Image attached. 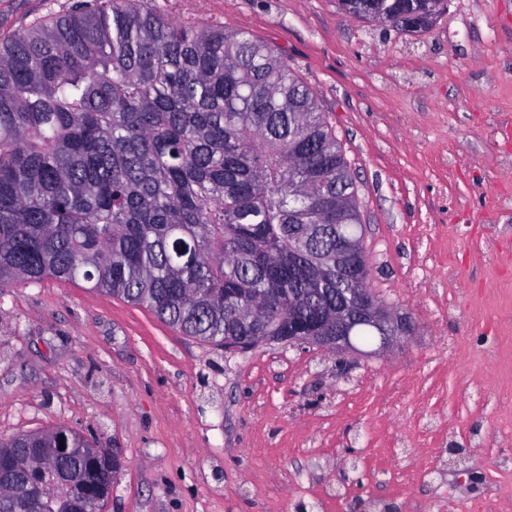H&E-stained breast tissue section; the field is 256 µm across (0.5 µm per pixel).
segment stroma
Masks as SVG:
<instances>
[{"label":"stroma","instance_id":"1","mask_svg":"<svg viewBox=\"0 0 512 512\" xmlns=\"http://www.w3.org/2000/svg\"><path fill=\"white\" fill-rule=\"evenodd\" d=\"M68 0H0V40ZM275 45L341 141L369 286L410 316L385 355L228 357L55 279L0 291V438L73 428L118 455L105 512H512V0L423 33L339 0H153Z\"/></svg>","mask_w":512,"mask_h":512}]
</instances>
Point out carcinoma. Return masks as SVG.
<instances>
[{"label":"carcinoma","instance_id":"carcinoma-1","mask_svg":"<svg viewBox=\"0 0 512 512\" xmlns=\"http://www.w3.org/2000/svg\"><path fill=\"white\" fill-rule=\"evenodd\" d=\"M445 0H367L356 18ZM336 134L294 68L244 31L147 0H84L0 41V291L48 278L144 305L186 336H286L368 286ZM65 476L36 469V449ZM74 429L0 439V512L105 508L114 458Z\"/></svg>","mask_w":512,"mask_h":512}]
</instances>
